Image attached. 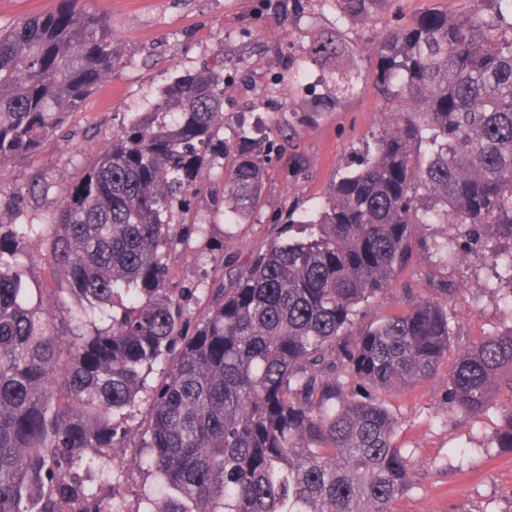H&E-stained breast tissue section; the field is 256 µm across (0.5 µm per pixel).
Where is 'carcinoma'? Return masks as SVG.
Wrapping results in <instances>:
<instances>
[{
  "instance_id": "cac0c4a2",
  "label": "carcinoma",
  "mask_w": 512,
  "mask_h": 512,
  "mask_svg": "<svg viewBox=\"0 0 512 512\" xmlns=\"http://www.w3.org/2000/svg\"><path fill=\"white\" fill-rule=\"evenodd\" d=\"M387 2L336 0L338 20ZM469 2L380 37L375 86L392 118L374 152L203 312L198 284H167L168 257L198 231L171 208L190 212L201 170L223 159L224 215L248 218L268 157L257 127L218 136L224 77L207 65L129 118L53 223L0 224V512H123L120 484L95 482L92 463L125 447L141 397L153 512H394L412 472L379 393L436 374L456 289L370 325L362 309L390 288L417 224L463 229L466 255L512 288V0ZM347 51L338 27L293 65L340 96L355 82ZM122 57L77 0L0 30V161L39 151ZM33 238L58 284L35 297ZM502 394L497 440L512 448V325L459 357L448 408L475 417Z\"/></svg>"
}]
</instances>
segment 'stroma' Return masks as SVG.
Segmentation results:
<instances>
[{
	"mask_svg": "<svg viewBox=\"0 0 512 512\" xmlns=\"http://www.w3.org/2000/svg\"><path fill=\"white\" fill-rule=\"evenodd\" d=\"M81 8L104 15L120 42L121 65L69 113L42 151L0 163V224H48L67 189L79 180L113 134L133 113L145 111L172 78L203 65L224 73V128L232 138L239 124H265L273 142L288 127L300 131L292 148L273 151L262 200L253 215L229 224L222 213L224 169L203 170L202 193L193 218L204 227L169 260L172 284L199 283L198 307L210 303L209 288L227 264L245 263L284 231L290 215L319 208L335 182L355 167L359 154L381 130L386 104L374 85L373 46L386 29L424 12L457 15L466 0H391L369 20L337 24L335 0H301L298 11L273 0H80ZM341 29L353 53L344 64L358 77L355 90L337 97L319 72L293 79L290 64L317 34ZM454 227L415 229L413 254L387 294L364 311V323L401 313L410 298L434 289H459L448 306L451 346L435 377L384 393L397 420L395 443L404 448L413 473L411 487L395 512H512V448L495 443L498 409L472 418L449 410V375L459 354L512 323V291L492 289L488 267L444 259L436 241ZM125 500L137 508L143 493L158 486L136 448L112 462Z\"/></svg>",
	"mask_w": 512,
	"mask_h": 512,
	"instance_id": "obj_1",
	"label": "stroma"
}]
</instances>
